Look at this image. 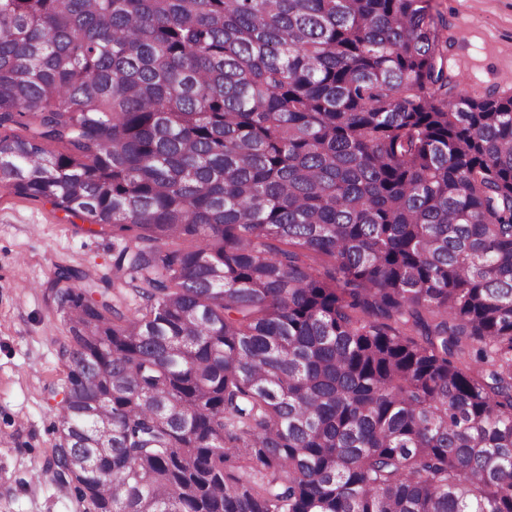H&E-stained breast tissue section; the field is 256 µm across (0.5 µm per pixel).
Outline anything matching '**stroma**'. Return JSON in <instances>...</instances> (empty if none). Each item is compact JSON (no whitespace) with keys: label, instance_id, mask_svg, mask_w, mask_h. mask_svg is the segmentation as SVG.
<instances>
[{"label":"stroma","instance_id":"stroma-1","mask_svg":"<svg viewBox=\"0 0 512 512\" xmlns=\"http://www.w3.org/2000/svg\"><path fill=\"white\" fill-rule=\"evenodd\" d=\"M448 22L449 68L464 92L512 95V0H431ZM110 228L0 189V512H79L69 491L48 480L25 482L58 439L53 393L66 325L43 295L56 266L91 278L109 275Z\"/></svg>","mask_w":512,"mask_h":512}]
</instances>
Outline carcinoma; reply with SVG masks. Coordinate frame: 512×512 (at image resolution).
I'll list each match as a JSON object with an SVG mask.
<instances>
[{"instance_id":"carcinoma-1","label":"carcinoma","mask_w":512,"mask_h":512,"mask_svg":"<svg viewBox=\"0 0 512 512\" xmlns=\"http://www.w3.org/2000/svg\"><path fill=\"white\" fill-rule=\"evenodd\" d=\"M446 28L0 0V188L124 243L44 289L36 476L83 512H512V97L458 91Z\"/></svg>"}]
</instances>
